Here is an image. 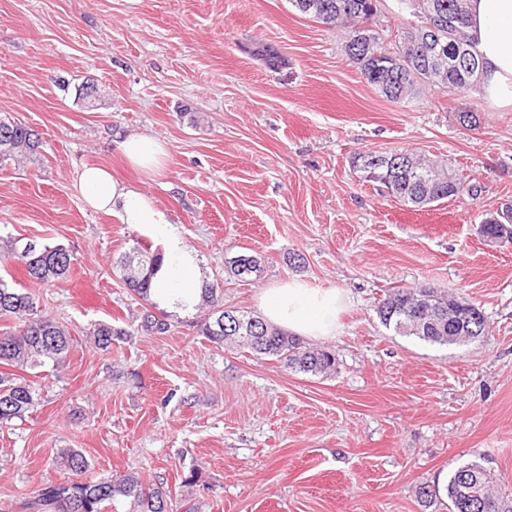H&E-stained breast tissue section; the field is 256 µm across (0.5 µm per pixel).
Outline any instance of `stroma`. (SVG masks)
<instances>
[{"mask_svg": "<svg viewBox=\"0 0 512 512\" xmlns=\"http://www.w3.org/2000/svg\"><path fill=\"white\" fill-rule=\"evenodd\" d=\"M261 45L284 65H266ZM0 115L41 138L36 158L0 164V238L75 257L53 286L9 268L75 342L40 368L34 410L0 422V508L64 480L65 448L84 452L91 476L133 473L201 512H448L444 498L423 507L418 489L470 462L512 498V245L478 233L482 214L512 203V104L431 90L388 101L341 33L290 0H0ZM142 133L168 145L160 175L119 149ZM407 150L448 159L481 195L417 211L351 164ZM86 165L172 215L225 305L257 312L261 289L295 279L346 292L326 341L335 373L212 344L193 314L142 332L116 265L139 232L84 204ZM239 254L261 259L259 278L225 271ZM418 285L466 296L490 336L438 345L385 327L374 308L386 290ZM100 321L128 332L108 352L90 339Z\"/></svg>", "mask_w": 512, "mask_h": 512, "instance_id": "1", "label": "stroma"}]
</instances>
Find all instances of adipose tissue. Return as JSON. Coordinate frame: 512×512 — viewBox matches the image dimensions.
Here are the masks:
<instances>
[{
	"label": "adipose tissue",
	"mask_w": 512,
	"mask_h": 512,
	"mask_svg": "<svg viewBox=\"0 0 512 512\" xmlns=\"http://www.w3.org/2000/svg\"><path fill=\"white\" fill-rule=\"evenodd\" d=\"M469 19L474 48L484 63L483 93L512 101V0H470ZM120 149L131 165L146 173H159L166 166L167 147L151 135L126 137ZM77 189L90 208L117 214L121 223L162 245L163 266L153 280L151 298L172 313H192L203 284L199 254L182 242L168 213L99 166L80 171ZM347 304L338 289L312 288L300 280L263 289L257 297L266 322L315 341L335 336Z\"/></svg>",
	"instance_id": "adipose-tissue-1"
}]
</instances>
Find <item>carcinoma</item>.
Listing matches in <instances>:
<instances>
[{
    "label": "carcinoma",
    "instance_id": "carcinoma-1",
    "mask_svg": "<svg viewBox=\"0 0 512 512\" xmlns=\"http://www.w3.org/2000/svg\"><path fill=\"white\" fill-rule=\"evenodd\" d=\"M381 0H292L293 6L328 28L344 33L348 59L360 71L367 84L381 95L387 96L384 84L387 77L378 68L383 52L393 49L404 57V83L398 95L388 100L410 102L421 91L436 89L450 96H461L480 89L483 80V62L474 51L473 42L466 32L468 13L466 0H415L417 9L408 10L413 20L397 29L394 38L413 39L410 45L384 43L376 25ZM436 7L435 13L444 19L438 37L451 54L457 46L468 49L475 69L456 66L446 61L442 67L434 65L436 53L432 41L423 37L429 22L426 7ZM0 120L9 124L10 138L0 143V163L31 159L38 153L40 138L32 129L8 117ZM388 159H408L419 170L429 173L423 181L416 176L396 175L391 180L390 193L406 205L423 207L466 193L472 197L481 194V187L466 183L458 174L436 175L439 159H431L413 152H383ZM512 225V204L494 213L486 214L482 221L483 233L495 236L501 224ZM73 253L62 245L38 244L24 251L7 242L0 250V321L11 320L14 326L0 331V365L21 370H35L48 364L64 362L73 344L67 328L37 306L35 296L9 285L7 264L24 267L35 284H49L66 278L73 267ZM122 280L127 288L147 305L141 316L140 328L148 334L166 333L171 328L168 315L150 312L156 307L150 299L151 281L162 265L161 254L152 250L147 242L136 241L130 252L118 261ZM197 309L205 310L197 321L201 335L216 345H235L248 349L254 356L271 357L284 367L301 373L327 375L336 371V356L327 347L306 345L301 339L267 324L250 312L224 306V289L220 280L206 283ZM475 320L462 324L448 321V291L421 285L412 288H392L384 294L376 307L380 321L405 336H415L439 345L458 344L489 335V325L482 310L474 306ZM255 319L252 328L239 326L237 318ZM127 331L107 322L94 325L91 336L96 348L112 349L114 342L123 339ZM40 393L23 376L0 371V422L20 419L38 403ZM59 464L71 474L63 482L40 484L29 496L16 503L18 512H109L117 504H129L128 512H200L199 504L190 498L175 499L164 486L146 485L133 474H113L90 477V463L76 448L59 453ZM491 472L472 462L457 467L445 487L448 512H512V501L501 498L492 489Z\"/></svg>",
    "mask_w": 512,
    "mask_h": 512
}]
</instances>
